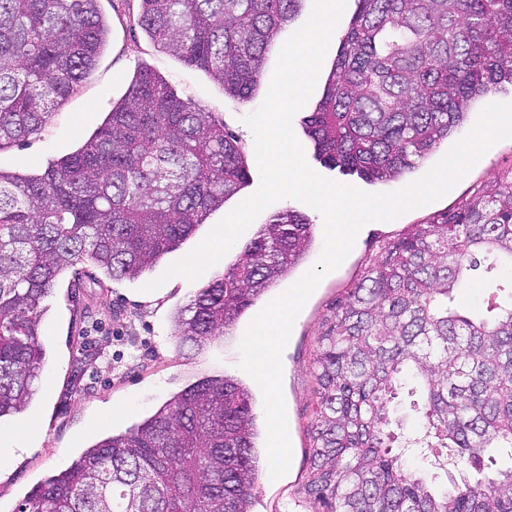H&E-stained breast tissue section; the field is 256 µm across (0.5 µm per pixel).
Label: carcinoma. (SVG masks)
Instances as JSON below:
<instances>
[{
    "mask_svg": "<svg viewBox=\"0 0 512 512\" xmlns=\"http://www.w3.org/2000/svg\"><path fill=\"white\" fill-rule=\"evenodd\" d=\"M99 0H0V151L38 133L95 67ZM302 0H140L168 54L248 100ZM512 86V0H357L305 119L324 165L410 173L476 99ZM249 167L214 113L142 68L99 130L42 171L0 167V422L46 356L41 302L90 263L135 279L238 195ZM308 217L273 216L177 312L181 343L221 339L297 266ZM512 178L412 224L326 319L302 494L319 512H512ZM484 288L482 310L465 299ZM266 441L241 379L210 376L84 449L18 512H251ZM480 478L472 481L466 471Z\"/></svg>",
    "mask_w": 512,
    "mask_h": 512,
    "instance_id": "obj_1",
    "label": "carcinoma"
}]
</instances>
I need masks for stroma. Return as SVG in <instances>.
I'll return each instance as SVG.
<instances>
[{
    "mask_svg": "<svg viewBox=\"0 0 512 512\" xmlns=\"http://www.w3.org/2000/svg\"><path fill=\"white\" fill-rule=\"evenodd\" d=\"M109 25L106 47L79 91L60 104L38 134L0 151V165L21 166L23 161L46 167L73 152L101 125L122 97L134 73L143 67L160 73L177 95L191 99L223 122L246 154L254 152V136L244 119L264 102L278 54L265 60L260 85L247 101L225 95L203 71L192 68L158 49L138 27L139 0H100ZM291 126L308 165L324 178L368 193H391L422 177L415 170L405 178L368 183L355 175L325 166L314 155L304 133L301 115ZM512 172V138L498 141L440 199L414 208L390 221L365 225L341 265L318 284L298 314L282 353V389L293 455L286 475L259 481L252 512H314L300 489L309 468L310 425L316 404L314 357L325 320L338 298L367 275L385 246L408 226L429 221L435 214L453 211L474 193ZM236 200L225 203L202 224L195 238L168 255L143 278L112 280L89 267L61 276L42 322L46 357L38 391L27 409L0 425V445L26 433V449L0 465V512H16L27 493L45 477L68 468L85 448L106 435L123 432L148 416L173 392L199 379L238 374L239 343L246 323H239L231 338L203 350L180 347L174 313L188 303L200 281L182 276L159 289L145 291L146 283L161 277L167 263L187 256L204 239ZM292 209L306 215L314 226V243L304 262L312 267L323 249L321 215L307 204L285 198L267 206L254 226L242 234L250 239L259 225L275 213Z\"/></svg>",
    "mask_w": 512,
    "mask_h": 512,
    "instance_id": "obj_1",
    "label": "stroma"
}]
</instances>
